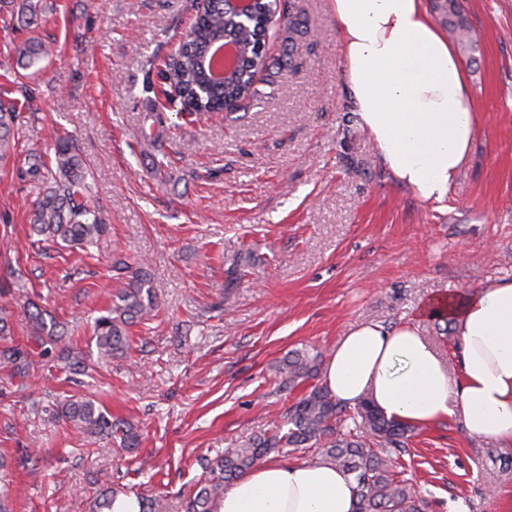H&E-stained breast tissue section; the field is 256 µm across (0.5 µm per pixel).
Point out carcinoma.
Returning <instances> with one entry per match:
<instances>
[{
    "label": "carcinoma",
    "mask_w": 512,
    "mask_h": 512,
    "mask_svg": "<svg viewBox=\"0 0 512 512\" xmlns=\"http://www.w3.org/2000/svg\"><path fill=\"white\" fill-rule=\"evenodd\" d=\"M433 10L446 27L448 36L462 50L475 49L478 39L463 11L461 0H431ZM286 11L281 0H256L253 16L246 28L237 26L224 12V0H209L193 23L182 33L175 56L160 72L163 83L180 99L182 109L197 113L221 112L224 99L238 102L254 97L255 74L268 68L257 53L260 33L279 12ZM18 14L27 25H35L40 14L37 0H21ZM242 40L250 61L220 85L200 68L202 56L224 38ZM17 65L29 69L52 55L51 46L42 40L27 39L16 48ZM19 118L17 106L0 101V157L11 149L10 132ZM158 130L141 129L137 140L157 146L162 138V117L155 114ZM88 172L77 143L67 136L54 139V158L46 161L40 155L27 162L25 177L38 186V194L30 217V227L40 243L79 246L95 243L107 232V223L95 195V187L87 180ZM111 268L119 288L110 293V303L103 314L94 319L93 336L97 365L104 366L113 358L125 355L130 348L128 328L149 319L158 307L157 295L145 268L130 265L123 254L114 255ZM26 282L20 272L0 281V295L24 292ZM31 332L29 347L21 348L10 337L6 310L0 308V364L11 366L12 376L25 378L30 356L38 353L54 362L70 375L84 374L88 366L63 342L61 326L50 313L40 308L29 313ZM288 384L311 378L318 373V356L297 352L282 366ZM56 416L87 433L109 439L118 431L112 417L95 401L70 397L59 404ZM414 426L386 417L370 400L347 407L322 386H314L303 395L283 420L269 432L254 435L237 448L213 462L202 465L199 487L183 504V512H220L225 485L262 464L271 452L290 449L304 452L320 450L321 462L332 464L353 476L355 502L353 512H427L421 498L398 471L400 456ZM140 512H165L161 495L139 496Z\"/></svg>",
    "instance_id": "1"
}]
</instances>
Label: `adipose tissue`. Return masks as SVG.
I'll list each match as a JSON object with an SVG mask.
<instances>
[{
    "instance_id": "obj_1",
    "label": "adipose tissue",
    "mask_w": 512,
    "mask_h": 512,
    "mask_svg": "<svg viewBox=\"0 0 512 512\" xmlns=\"http://www.w3.org/2000/svg\"><path fill=\"white\" fill-rule=\"evenodd\" d=\"M343 80L384 168L440 204L470 158L476 104L464 68L424 0H330ZM458 338V382L413 325L363 323L337 342L322 384L337 401L371 400L414 426L460 414L474 437L512 443V279L430 300ZM355 483L321 462L263 464L224 493L221 512H353Z\"/></svg>"
}]
</instances>
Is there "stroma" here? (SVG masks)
Segmentation results:
<instances>
[{
	"label": "stroma",
	"mask_w": 512,
	"mask_h": 512,
	"mask_svg": "<svg viewBox=\"0 0 512 512\" xmlns=\"http://www.w3.org/2000/svg\"><path fill=\"white\" fill-rule=\"evenodd\" d=\"M198 0H41L53 55L17 66L10 7L0 8V97L21 102L13 150L0 161V280L21 269L29 300L95 358L93 320L114 287L110 258L146 260L158 299L130 329V356L78 382L35 360L23 384L0 366V454L11 512H91L106 486L169 495L172 512L202 475L200 459L265 432L312 386L288 388L294 351L329 355L355 325L415 323L456 376L458 338L415 320L427 300L512 279V0H464L479 34L462 55L477 134L442 204L392 179L360 126L342 78L329 0H292L302 28L274 18L277 77L219 117L160 110L157 62L169 60ZM162 115L161 148L135 136ZM75 137L107 233L88 250H40L29 237L38 189L28 155ZM242 270L228 284L232 266ZM25 299V300H28ZM23 299L0 296L25 343ZM89 397L139 436L134 451L53 418L57 398ZM512 446L469 436L460 416L417 428L403 477L429 512H499L512 498Z\"/></svg>",
	"instance_id": "1"
}]
</instances>
